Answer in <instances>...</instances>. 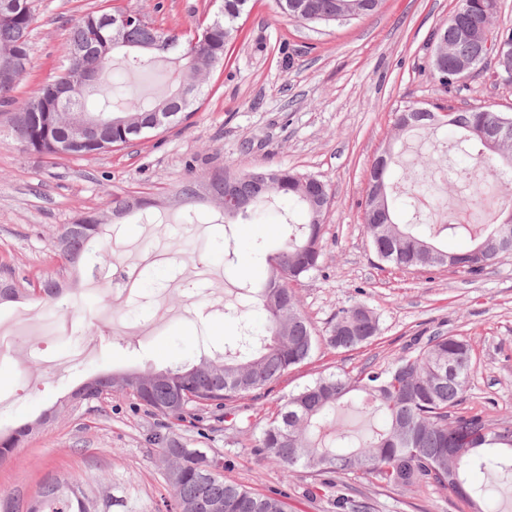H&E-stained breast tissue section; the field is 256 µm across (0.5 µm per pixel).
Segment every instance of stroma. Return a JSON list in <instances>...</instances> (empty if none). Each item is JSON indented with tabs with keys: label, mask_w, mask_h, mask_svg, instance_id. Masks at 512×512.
<instances>
[{
	"label": "stroma",
	"mask_w": 512,
	"mask_h": 512,
	"mask_svg": "<svg viewBox=\"0 0 512 512\" xmlns=\"http://www.w3.org/2000/svg\"><path fill=\"white\" fill-rule=\"evenodd\" d=\"M165 27H185L218 11L221 0H114ZM105 0H34L31 66L13 96L23 107L31 89L65 64L64 47L75 19ZM457 0H382L372 15L330 25L289 20L271 0H255L239 20L222 69L205 79L207 93L194 115L157 137L81 159H49L23 151L7 113L0 112V274L13 276L19 299L0 304V429L27 422L39 427L0 464V501L27 505L56 481L80 486L101 512H157L172 496L144 436L157 422L145 410L110 394L72 402L84 382L119 370L159 371L206 356L205 335L228 342L234 323L224 316L236 279L260 287L282 241L288 206L262 204L253 221L224 240V213L214 202L190 206V219L165 223L132 213L112 221V197L168 196L181 178L219 169L288 168L319 176L330 187L325 218L324 272L296 287L300 306L317 332L340 309L362 302L379 317L370 345L346 353L319 349L271 388L234 402L254 425L241 432L211 422L207 438L190 426L175 430L192 448L214 452L226 480L268 494L281 493L286 512H341L347 498L365 512H468L449 490L413 492L382 487L359 476L328 473L285 477L254 445L265 416L316 378L365 363H391L416 336L439 328L468 337L475 366L457 411L491 421L512 419V254L478 274L438 267L401 271L378 260L363 224V202L373 159L385 147L402 148L415 173L400 191L422 193L431 173L435 139L395 127L406 107L487 106L512 113V84L485 65L460 92L444 93L429 65L433 32ZM97 214L109 230L94 264L136 269L140 286L126 300L96 289L87 271L64 270L55 244L63 225ZM207 280L195 279L198 266ZM53 276L67 294L47 302L33 287ZM68 324L62 336L44 333L46 316Z\"/></svg>",
	"instance_id": "35a3bbf8"
}]
</instances>
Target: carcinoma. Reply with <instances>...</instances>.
<instances>
[{
  "label": "carcinoma",
  "instance_id": "obj_1",
  "mask_svg": "<svg viewBox=\"0 0 512 512\" xmlns=\"http://www.w3.org/2000/svg\"><path fill=\"white\" fill-rule=\"evenodd\" d=\"M18 8L5 18L0 15V54H30L29 36L35 20L33 0H16ZM250 0H223V23L204 38L193 43L183 30L157 26L150 20L136 18L125 27L123 42L115 43L102 57L92 61L95 78L79 82L71 99L55 111H47V84L37 85L27 105L10 118L11 125L21 124L23 150L50 156L51 143L61 137L69 118L86 112L103 123L121 119L124 126L147 124L165 111L172 116L153 128L161 134L187 120L193 105L204 94L203 78L224 64V47L237 30V21ZM275 8L291 20L324 24L338 14H356L363 18L375 12L381 0H273ZM497 0H458V7L440 28L445 46L435 48L445 68L430 61L435 79L444 91L462 87L472 71H457L451 66L460 58L473 60V71L487 62L481 53L479 36L512 40V23L495 27ZM100 12H91L70 27L66 46L110 43L107 28L93 24ZM125 52L123 67L130 73L153 69L166 57L174 60L170 84L176 89L168 94L131 99L119 109L112 108L113 86L108 77L113 54ZM192 89L190 105L183 106L181 91ZM502 115L485 107L452 113L447 127L459 134L454 147L469 155L476 170L462 172L460 178L472 180L476 172H491L499 179L512 181V134L500 138L499 145L485 144L487 132L498 126ZM396 126L435 131L440 125L431 111L408 108L396 114ZM134 137L112 126V139L106 144H90L78 155L110 152L126 147ZM398 155H385L379 190H369L364 206V224L377 258L404 270L448 265L460 271L477 273L503 253L512 254V200L501 204V218L490 224L446 225L456 234L469 236L471 248L450 253L435 247L432 239L410 224L396 222L389 196V176ZM236 183L237 195L246 205L224 223L235 224L251 217L256 207L270 198L286 200L299 207L306 221L287 222L282 247L274 258L266 281L259 289L245 282L238 288L236 311L252 302L267 316V334H254L240 325L234 345L199 363L166 370L164 381L157 383L144 371H136L130 382L127 373H114L91 380L75 393L82 403L97 402L119 392L138 404L181 422L193 411L263 390L277 382L288 370L308 361L322 345L337 351H352L372 343L378 336L379 319L364 304H355L336 314L326 333L318 334L304 316L295 292L302 279L320 271L323 264V220L330 201L329 185L311 174L289 169L255 168L244 171L222 170L200 183L196 180L179 185L175 204H189L197 199L224 203V182ZM168 201L137 195L112 196V215L126 216L136 210L164 208ZM102 224L94 215H85L65 225L57 246L73 268L80 261L104 247L100 238ZM20 289L11 277L0 279V303L19 297ZM474 366L472 349L464 336L435 334L415 339L412 347L385 367L365 366L356 372L322 375L297 393L288 396L262 428L256 451L279 465L291 476L300 470L339 475H368L378 484L403 491L426 486L451 490L472 512H483L481 495L467 482V473L479 469L486 474V484L499 482L500 470H512V421L491 422L480 413L453 415L466 396ZM361 394L358 409L368 421V428L355 432L336 415L352 393ZM36 428L26 423L10 434L0 433V459L9 457L19 441ZM148 441L159 448L158 462L171 470L176 480L167 512H205L208 503L221 506V512H285L279 493L259 494L250 488L224 480L216 470V456L203 448H189L164 427L150 434ZM3 512H97L83 492L71 488L64 492L58 483L45 485L39 499L25 510L9 506Z\"/></svg>",
  "mask_w": 512,
  "mask_h": 512
}]
</instances>
